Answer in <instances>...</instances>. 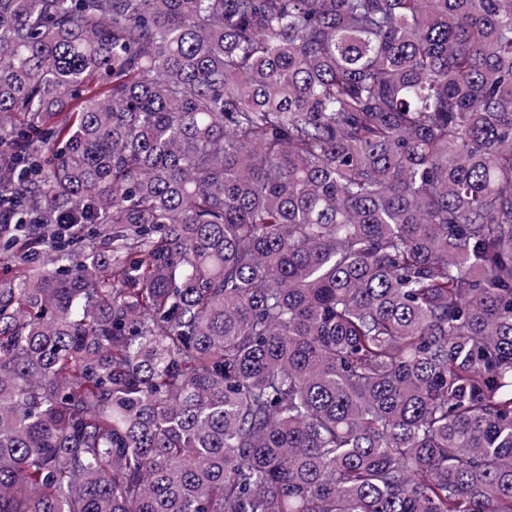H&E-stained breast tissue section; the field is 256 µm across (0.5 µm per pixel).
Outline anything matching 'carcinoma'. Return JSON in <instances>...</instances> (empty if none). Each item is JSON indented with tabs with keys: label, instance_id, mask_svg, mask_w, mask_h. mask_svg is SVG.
I'll return each mask as SVG.
<instances>
[{
	"label": "carcinoma",
	"instance_id": "carcinoma-1",
	"mask_svg": "<svg viewBox=\"0 0 512 512\" xmlns=\"http://www.w3.org/2000/svg\"><path fill=\"white\" fill-rule=\"evenodd\" d=\"M0 512H512V0H0Z\"/></svg>",
	"mask_w": 512,
	"mask_h": 512
}]
</instances>
